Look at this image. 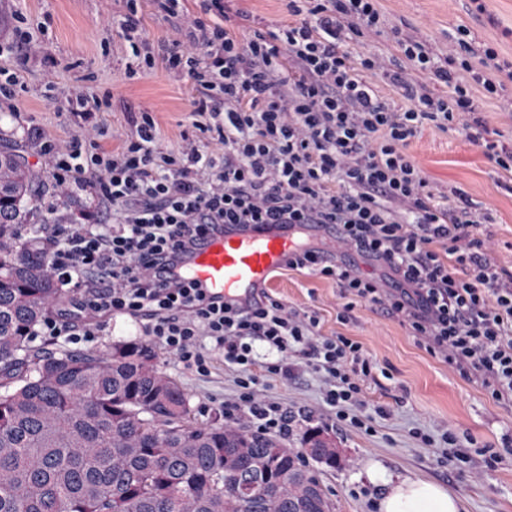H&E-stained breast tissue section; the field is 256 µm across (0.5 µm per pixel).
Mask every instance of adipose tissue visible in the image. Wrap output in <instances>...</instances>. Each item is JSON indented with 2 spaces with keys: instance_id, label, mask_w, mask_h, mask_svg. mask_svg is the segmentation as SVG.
I'll return each instance as SVG.
<instances>
[{
  "instance_id": "adipose-tissue-1",
  "label": "adipose tissue",
  "mask_w": 512,
  "mask_h": 512,
  "mask_svg": "<svg viewBox=\"0 0 512 512\" xmlns=\"http://www.w3.org/2000/svg\"><path fill=\"white\" fill-rule=\"evenodd\" d=\"M370 482L383 486L377 512H460V502L436 483L387 473L373 465L366 471Z\"/></svg>"
}]
</instances>
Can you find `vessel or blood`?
<instances>
[{
  "label": "vessel or blood",
  "mask_w": 512,
  "mask_h": 512,
  "mask_svg": "<svg viewBox=\"0 0 512 512\" xmlns=\"http://www.w3.org/2000/svg\"><path fill=\"white\" fill-rule=\"evenodd\" d=\"M297 243L296 236L276 228L261 233L229 229L196 248L185 270L202 287L245 301L270 281Z\"/></svg>",
  "instance_id": "1"
}]
</instances>
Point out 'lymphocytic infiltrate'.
I'll list each match as a JSON object with an SVG mask.
<instances>
[{"label":"lymphocytic infiltrate","mask_w":512,"mask_h":512,"mask_svg":"<svg viewBox=\"0 0 512 512\" xmlns=\"http://www.w3.org/2000/svg\"><path fill=\"white\" fill-rule=\"evenodd\" d=\"M118 36L129 74L157 64L188 76L200 138L162 146L152 110L112 152L91 119L105 102L65 101L80 119L64 149L47 146L57 186L96 190L100 224H31L48 243L50 267L74 286L44 317L40 335L69 343L94 336L100 315L122 314L184 370L203 375L215 358L237 373L224 423L288 434L293 411L271 400L272 379L316 375L337 426L369 430L364 385L376 365L350 337H326L312 314L261 291L242 305L187 276L183 262L206 238L234 226L317 229L322 242L296 250L289 269L335 281L344 300L382 307L461 376L495 401H512V278L489 257L488 216L467 195L436 190L408 152L423 126L448 130L478 112L481 86L500 95L512 63L468 28L437 53L426 38L394 30L392 62L366 47L381 34L377 0H283L287 22L240 38L224 0H151L177 33L162 53L140 37V0H125ZM400 90L384 97L376 75Z\"/></svg>","instance_id":"1"}]
</instances>
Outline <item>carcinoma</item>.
<instances>
[{"instance_id": "cac0c4a2", "label": "carcinoma", "mask_w": 512, "mask_h": 512, "mask_svg": "<svg viewBox=\"0 0 512 512\" xmlns=\"http://www.w3.org/2000/svg\"><path fill=\"white\" fill-rule=\"evenodd\" d=\"M38 173L0 148V512H329L307 456L336 466L309 429L300 449L244 426L195 421L146 340L104 352L33 353L63 295L41 243Z\"/></svg>"}]
</instances>
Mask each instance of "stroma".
<instances>
[{"label": "stroma", "mask_w": 512, "mask_h": 512, "mask_svg": "<svg viewBox=\"0 0 512 512\" xmlns=\"http://www.w3.org/2000/svg\"><path fill=\"white\" fill-rule=\"evenodd\" d=\"M484 5V14L478 16L472 13L470 0H380L388 32L372 37L369 46L392 58L396 53L392 29L410 28L435 48L444 49L449 29L464 25L476 42L493 46L501 59L510 62L512 0H485ZM124 10L123 0H0V40L10 35L18 14L30 24L47 26L38 37L40 49L25 62L0 58V81L18 80L13 106H0V145L17 149L39 170L46 188L40 217H47L52 207L67 221L92 218L98 212L92 189L75 186L59 191L45 164L44 144L66 146L77 132L74 120L53 99L52 88L106 98L107 105L96 119L109 131L104 144L110 149L134 134L137 105L154 110L165 149L182 147L183 135L190 130L193 92L185 75L160 63L151 74L128 77L129 55L123 40L112 31L114 17ZM226 10L241 36L257 28H275L287 19L280 0H227ZM409 152L433 186L444 191L460 189L489 214L491 222L485 227L489 256L499 269L512 274V176L498 172L481 149L454 127L443 131L424 126ZM268 291L289 307L316 313L322 335L358 341L379 369L366 384V400L369 406L386 407L389 415L375 419L371 434L344 432L334 426L314 375L273 380L266 391L272 400L312 412L310 422L294 423L289 447H297L299 436L310 425L324 429L335 440L339 468L307 463L318 473L332 512H375L380 489L364 473L371 462L392 474L440 485L460 499L463 512H512V454L488 465L475 453L462 458L453 450L421 449L411 436L416 427L438 435L452 426L473 436L478 445L502 450L512 440V403L489 398L478 382L448 368L380 307L355 304L350 320L340 322L342 300L331 280L285 268L274 273ZM157 364L189 397L199 423L223 421L222 401L236 391V373L223 360L214 361L205 377L183 370L162 352Z\"/></svg>", "instance_id": "35a3bbf8"}]
</instances>
